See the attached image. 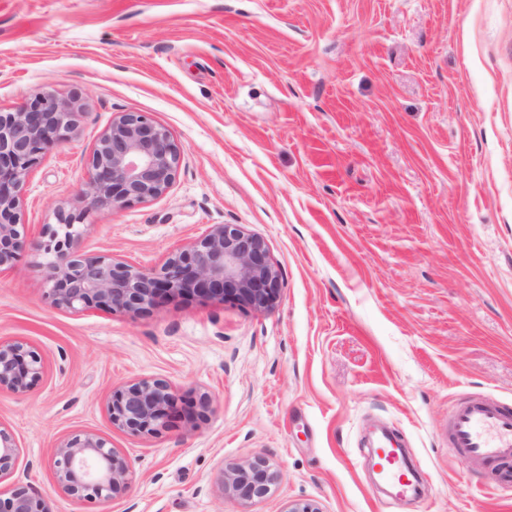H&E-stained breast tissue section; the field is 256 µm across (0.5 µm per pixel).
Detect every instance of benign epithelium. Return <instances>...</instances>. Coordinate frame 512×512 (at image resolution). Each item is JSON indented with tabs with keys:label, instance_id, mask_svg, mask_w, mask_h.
<instances>
[{
	"label": "benign epithelium",
	"instance_id": "7a95c632",
	"mask_svg": "<svg viewBox=\"0 0 512 512\" xmlns=\"http://www.w3.org/2000/svg\"><path fill=\"white\" fill-rule=\"evenodd\" d=\"M81 112L74 97L38 92L10 111L0 110V268L12 266L25 245L22 189L47 151L68 143ZM181 152L171 132L142 112H122L97 136L87 159L84 188L57 208L39 243L54 306L71 311L104 308L131 316L169 297L239 302L256 311L271 309L280 297L281 277L264 240L239 224H215L202 238L143 267L110 254L81 249L79 226L91 212L120 209L157 199L174 184ZM42 355L23 341H0V391L29 392L42 378ZM209 400L177 403L161 379H139L113 391L107 403L112 426L131 435L169 427L180 413L195 426ZM17 458L13 435L0 427V478ZM50 463L57 481L79 500L113 501L130 490L128 462L105 437L91 431L62 439ZM279 473L263 458L235 464L222 473L221 488L245 500L266 497ZM0 512H47L25 486L0 493Z\"/></svg>",
	"mask_w": 512,
	"mask_h": 512
}]
</instances>
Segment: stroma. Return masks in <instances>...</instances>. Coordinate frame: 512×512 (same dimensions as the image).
I'll list each match as a JSON object with an SVG mask.
<instances>
[{"mask_svg": "<svg viewBox=\"0 0 512 512\" xmlns=\"http://www.w3.org/2000/svg\"><path fill=\"white\" fill-rule=\"evenodd\" d=\"M46 90L83 114L26 182L31 242L0 271V340L45 364L31 391L0 392L18 446L0 491L26 485L46 512H512V469L448 443L455 404L512 402V0H0V109ZM121 112L170 130L178 176L90 213L84 251L154 267L239 224L280 273L274 308L52 304L35 241ZM143 378L207 396L206 418L114 428L113 389ZM376 422L409 449L423 497L377 487ZM79 431L127 459V496L61 489L49 460ZM258 457L280 474L272 491L222 493L223 469Z\"/></svg>", "mask_w": 512, "mask_h": 512, "instance_id": "stroma-1", "label": "stroma"}]
</instances>
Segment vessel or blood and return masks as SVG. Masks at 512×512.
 I'll return each mask as SVG.
<instances>
[{
  "instance_id": "obj_1",
  "label": "vessel or blood",
  "mask_w": 512,
  "mask_h": 512,
  "mask_svg": "<svg viewBox=\"0 0 512 512\" xmlns=\"http://www.w3.org/2000/svg\"><path fill=\"white\" fill-rule=\"evenodd\" d=\"M448 439L461 460H480L489 466L512 461V406L493 399H474L455 405L448 422ZM376 470L394 489L396 499L417 493V470L404 462L403 450L390 436L374 442Z\"/></svg>"
}]
</instances>
